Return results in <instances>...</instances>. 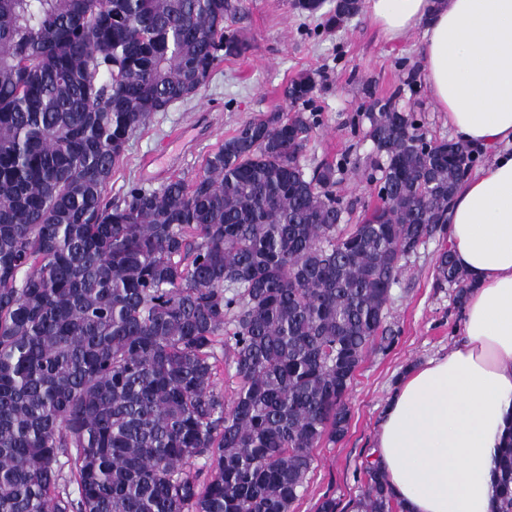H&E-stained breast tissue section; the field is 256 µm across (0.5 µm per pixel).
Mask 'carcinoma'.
I'll list each match as a JSON object with an SVG mask.
<instances>
[{
    "instance_id": "1",
    "label": "carcinoma",
    "mask_w": 512,
    "mask_h": 512,
    "mask_svg": "<svg viewBox=\"0 0 512 512\" xmlns=\"http://www.w3.org/2000/svg\"><path fill=\"white\" fill-rule=\"evenodd\" d=\"M233 10L0 0V512H290L311 450L347 429L404 262L447 233L475 156L390 99L366 113L380 204L342 232L347 160L306 171L299 111L244 122L192 177L105 197L130 137L244 52ZM435 272L462 303L451 248ZM497 470L494 512H512L511 437ZM352 508L394 512L377 465Z\"/></svg>"
}]
</instances>
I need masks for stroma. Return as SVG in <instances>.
I'll list each match as a JSON object with an SVG mask.
<instances>
[{
	"label": "stroma",
	"instance_id": "35a3bbf8",
	"mask_svg": "<svg viewBox=\"0 0 512 512\" xmlns=\"http://www.w3.org/2000/svg\"><path fill=\"white\" fill-rule=\"evenodd\" d=\"M232 2L236 10L226 23L245 39V53L224 59L198 94L157 113L129 139L108 197L122 198L134 183L155 190L171 175L193 176L243 122L290 111L283 88L302 76L316 82L305 110L316 129L302 162L311 170L348 157L336 186L348 206L346 223H357L380 203L367 180L379 161L366 136L364 114L372 101L392 99L399 109L417 113L427 138H450L448 122L422 80V29L391 41L362 12L328 26L332 0L314 14L293 9L290 0ZM150 156L157 163L149 168ZM443 245L442 238L432 237L408 259L387 306V338L364 356L346 397L348 428L336 441L312 449L313 468L291 512H317L327 498L346 512L361 492L383 408L401 374L447 355L461 341L463 317L455 291L435 278Z\"/></svg>",
	"mask_w": 512,
	"mask_h": 512
}]
</instances>
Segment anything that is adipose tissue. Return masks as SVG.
I'll return each mask as SVG.
<instances>
[{
	"mask_svg": "<svg viewBox=\"0 0 512 512\" xmlns=\"http://www.w3.org/2000/svg\"><path fill=\"white\" fill-rule=\"evenodd\" d=\"M392 39L423 28V80L456 141L494 148L448 208L473 280L463 339L408 370L382 414L375 459L403 512H493L512 414V0H367Z\"/></svg>",
	"mask_w": 512,
	"mask_h": 512,
	"instance_id": "1",
	"label": "adipose tissue"
}]
</instances>
